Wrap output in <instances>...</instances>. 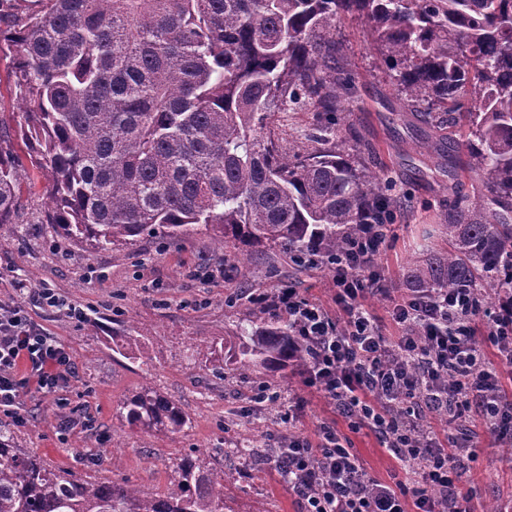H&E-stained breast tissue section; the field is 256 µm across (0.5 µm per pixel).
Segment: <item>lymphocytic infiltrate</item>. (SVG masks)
<instances>
[{
  "label": "lymphocytic infiltrate",
  "instance_id": "f902f5d3",
  "mask_svg": "<svg viewBox=\"0 0 512 512\" xmlns=\"http://www.w3.org/2000/svg\"><path fill=\"white\" fill-rule=\"evenodd\" d=\"M392 231L388 224H363L344 251L327 263L334 307L310 300L294 288L254 294L256 304L287 319L308 351L305 387L320 392L352 429L375 432L398 449L406 479L397 485L367 478L335 427L322 426L318 442L294 436L288 446L303 488L302 512H462L457 460L471 437L440 443L427 417L456 420L472 413L500 441L512 442V396L501 367L512 366V280L501 283L495 303H474L473 289L413 288L389 297L397 335H386L366 303L377 283V259ZM496 350L486 360L476 326ZM76 370L70 349L15 309L0 307V409L16 408L30 389L57 394Z\"/></svg>",
  "mask_w": 512,
  "mask_h": 512
}]
</instances>
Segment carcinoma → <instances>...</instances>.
Returning a JSON list of instances; mask_svg holds the SVG:
<instances>
[{"instance_id": "obj_1", "label": "carcinoma", "mask_w": 512, "mask_h": 512, "mask_svg": "<svg viewBox=\"0 0 512 512\" xmlns=\"http://www.w3.org/2000/svg\"><path fill=\"white\" fill-rule=\"evenodd\" d=\"M370 29L404 108L443 154L448 130L468 131L466 170L479 198H460L444 225L448 250H424L416 288H475L479 303L512 278V0H0V54L10 58L24 122L0 135V224L19 210L21 141L47 172L43 223L88 248L130 245L158 229L208 236L246 265L257 249L330 254L360 224H382L399 200L355 143L351 61L336 24ZM313 113L287 142L270 118ZM224 360L301 371L288 322L258 307ZM149 435L188 419L146 385L118 409ZM277 465L288 486V442L239 448ZM169 486L82 479L17 448L0 430V512H224L232 475L195 456L170 461Z\"/></svg>"}]
</instances>
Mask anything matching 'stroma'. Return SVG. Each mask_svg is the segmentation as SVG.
<instances>
[{"label": "stroma", "mask_w": 512, "mask_h": 512, "mask_svg": "<svg viewBox=\"0 0 512 512\" xmlns=\"http://www.w3.org/2000/svg\"><path fill=\"white\" fill-rule=\"evenodd\" d=\"M339 28L359 98L350 122L362 145L375 153L374 170L402 201L377 260L384 286L398 296L405 293L407 272L423 249L445 248L440 226L449 205L460 196L476 197L478 186L464 173L448 178L436 158L420 149L431 130L416 119L402 122L404 104L365 26L347 16ZM15 150L24 167L20 213L15 223L0 224V304L21 310L65 344L76 372L61 397L25 392V423L16 425L0 411V428L10 432L17 447L37 452L52 467L73 469L87 479H124L147 492L166 489L170 459L197 452L233 475L224 512H300L298 497L284 490L277 471L245 468L230 450L286 431L282 415L294 395L305 399L299 431L309 440H316L320 425L330 420L349 433L345 419L335 417L326 399L296 374L274 378L277 402H256V377L219 371L210 346L236 334L253 307L254 289L287 284L330 303V271L298 267L283 250L252 254L248 268L232 269L203 234L172 242L158 232L128 247H80L41 223L48 181L23 144ZM42 288L50 289L57 305L34 300V291ZM71 305L84 309V320L68 316ZM145 385L179 406L189 420L183 432L149 436L119 420L118 404ZM258 411L262 419L247 424ZM463 430L479 443L457 483L463 508L512 512V444L468 420L445 432L454 436ZM349 435L368 477L391 485L404 480L373 433Z\"/></svg>", "instance_id": "obj_1"}]
</instances>
